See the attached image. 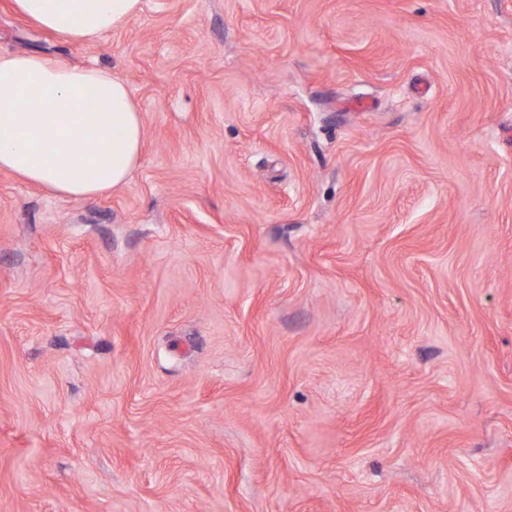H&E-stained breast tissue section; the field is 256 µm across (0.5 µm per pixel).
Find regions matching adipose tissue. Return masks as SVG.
Segmentation results:
<instances>
[{
	"instance_id": "obj_1",
	"label": "adipose tissue",
	"mask_w": 512,
	"mask_h": 512,
	"mask_svg": "<svg viewBox=\"0 0 512 512\" xmlns=\"http://www.w3.org/2000/svg\"><path fill=\"white\" fill-rule=\"evenodd\" d=\"M22 16L69 42L126 26L142 0H13ZM93 138L95 151L83 147ZM143 127L128 85L102 69L0 53V170L49 193L93 198L139 167Z\"/></svg>"
}]
</instances>
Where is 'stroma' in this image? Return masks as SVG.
Returning a JSON list of instances; mask_svg holds the SVG:
<instances>
[{
	"instance_id": "stroma-1",
	"label": "stroma",
	"mask_w": 512,
	"mask_h": 512,
	"mask_svg": "<svg viewBox=\"0 0 512 512\" xmlns=\"http://www.w3.org/2000/svg\"><path fill=\"white\" fill-rule=\"evenodd\" d=\"M17 51L144 135L92 199L0 170V512H512V0H0ZM22 16L69 42H94L126 26L142 0H12Z\"/></svg>"
}]
</instances>
